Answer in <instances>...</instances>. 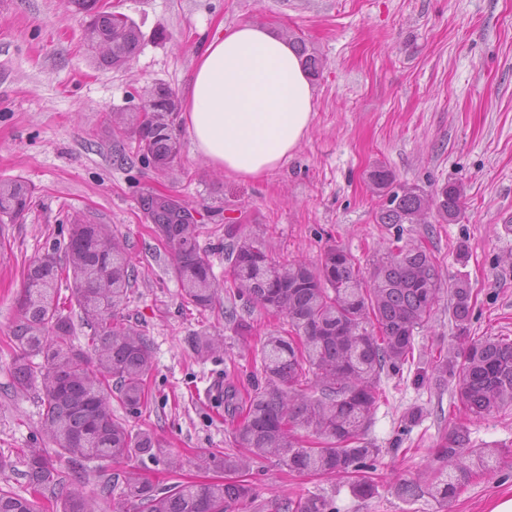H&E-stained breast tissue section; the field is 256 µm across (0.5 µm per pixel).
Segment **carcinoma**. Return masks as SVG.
Instances as JSON below:
<instances>
[{"instance_id": "cac0c4a2", "label": "carcinoma", "mask_w": 512, "mask_h": 512, "mask_svg": "<svg viewBox=\"0 0 512 512\" xmlns=\"http://www.w3.org/2000/svg\"><path fill=\"white\" fill-rule=\"evenodd\" d=\"M89 17V40L104 45L103 62L120 68L136 54V24L123 14L102 12L98 0H69ZM295 47L312 76L320 74L318 57L305 43ZM176 94L157 86L140 107L129 113V129L142 163L156 171L173 166L181 143L174 123ZM368 179L378 196L389 200L377 213L380 224H426L428 217L455 222L462 213L463 189L446 182L427 193L399 182L382 164ZM32 189L25 183L0 181V223L14 222L29 210ZM139 206L154 232L171 250L172 273L183 301L200 312L212 308L218 283L198 243L197 210L178 197L148 190ZM227 256L232 284L251 303L288 317L291 335H270L260 349L265 383L253 389L234 431L240 455L214 453L201 457L226 471L244 472L261 458L273 456L297 475L355 476L353 492L373 494L370 468L380 449L366 440L379 400L381 374L396 370L413 357L416 333L435 313L442 290L436 258L423 245L398 246L376 256L365 272L340 245L327 244L314 264L281 263L264 243L239 233L230 224ZM65 265L53 254L31 261L24 270L20 317L13 327L18 353L13 361V388L41 385L45 427L52 448L22 449L24 477L38 491L65 487L62 512H89L81 482L63 485L56 463L74 472L101 471L106 463L132 455L165 457L171 469L180 466L167 444L154 432L131 433L112 417V399L138 411L148 399L146 377L153 366L150 341L123 314L135 277L133 257L119 236L86 214L70 220L64 248ZM69 282V304L79 310L80 325L90 331L87 347L75 344L76 328L63 313L58 284ZM451 313L463 340L461 347L433 362L436 380L455 382L458 409L476 417L512 405V338L469 336L471 289L455 280L450 288ZM42 361H36V358ZM310 430L323 439L306 448L293 437ZM473 450L467 431H454L436 448L442 464L431 484L403 480L396 486L405 499L429 495L448 502L472 474L466 464ZM497 450L477 455L485 473L497 468ZM121 494L140 512H226L228 502H246L253 489L239 482H185L165 488L136 477L122 481ZM0 512H42L36 499L0 489ZM279 512H332L320 496L285 498Z\"/></svg>"}]
</instances>
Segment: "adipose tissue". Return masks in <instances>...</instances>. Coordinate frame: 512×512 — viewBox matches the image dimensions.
<instances>
[{"label": "adipose tissue", "instance_id": "adipose-tissue-1", "mask_svg": "<svg viewBox=\"0 0 512 512\" xmlns=\"http://www.w3.org/2000/svg\"><path fill=\"white\" fill-rule=\"evenodd\" d=\"M195 150L242 179H259L291 157L315 109L313 77L286 37L244 23L202 42L183 92Z\"/></svg>", "mask_w": 512, "mask_h": 512}]
</instances>
